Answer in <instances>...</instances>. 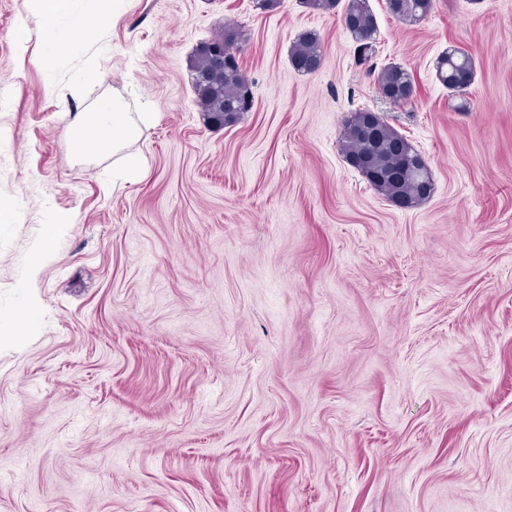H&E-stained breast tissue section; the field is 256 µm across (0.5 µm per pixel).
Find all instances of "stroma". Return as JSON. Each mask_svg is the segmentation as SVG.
I'll return each mask as SVG.
<instances>
[{"mask_svg":"<svg viewBox=\"0 0 512 512\" xmlns=\"http://www.w3.org/2000/svg\"><path fill=\"white\" fill-rule=\"evenodd\" d=\"M368 3L362 64L341 13L301 0H119L51 61L26 0H0V311L41 302L27 332L0 322V512H512V0L414 25ZM227 26L252 107L216 128L189 63ZM451 48L475 64L456 94ZM391 63L411 105L379 92ZM103 96L150 118L76 158L66 129ZM360 108L426 158L418 208L344 161ZM290 60L298 72L312 73L319 69L322 48L317 35L311 32L300 35L292 47ZM460 67H471L475 69L472 58L460 49H449L448 52L441 55L437 62V78L451 92L462 91L460 88L469 87L474 80L472 72L463 68L457 73L456 85L455 73ZM378 86L382 97L394 105L411 103L414 83L411 74L401 65H388L378 75ZM70 222L69 216L61 215L55 219L53 224L48 226L46 240L36 246L28 257L27 264L30 266L31 272L37 271L42 266L50 254V244L64 233L67 224H70Z\"/></svg>","mask_w":512,"mask_h":512,"instance_id":"obj_1","label":"stroma"}]
</instances>
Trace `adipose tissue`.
<instances>
[{
	"instance_id": "ef3b65f1",
	"label": "adipose tissue",
	"mask_w": 512,
	"mask_h": 512,
	"mask_svg": "<svg viewBox=\"0 0 512 512\" xmlns=\"http://www.w3.org/2000/svg\"><path fill=\"white\" fill-rule=\"evenodd\" d=\"M65 0H29L33 13L42 20L40 40L53 55L69 51L80 29L79 24L65 25L59 20ZM68 137L75 153H83L88 144H95L99 153L120 152L140 136L138 121L126 112L115 98H100L77 114L69 126Z\"/></svg>"
}]
</instances>
